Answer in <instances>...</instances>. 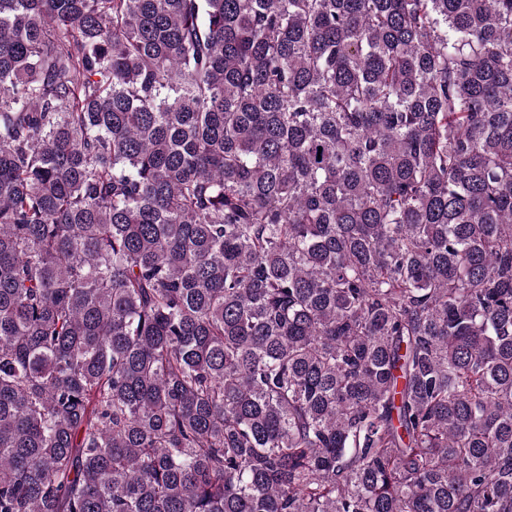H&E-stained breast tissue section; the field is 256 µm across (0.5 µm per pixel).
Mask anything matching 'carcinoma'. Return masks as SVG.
Wrapping results in <instances>:
<instances>
[{
    "mask_svg": "<svg viewBox=\"0 0 512 512\" xmlns=\"http://www.w3.org/2000/svg\"><path fill=\"white\" fill-rule=\"evenodd\" d=\"M0 512H512V0H0Z\"/></svg>",
    "mask_w": 512,
    "mask_h": 512,
    "instance_id": "carcinoma-1",
    "label": "carcinoma"
}]
</instances>
